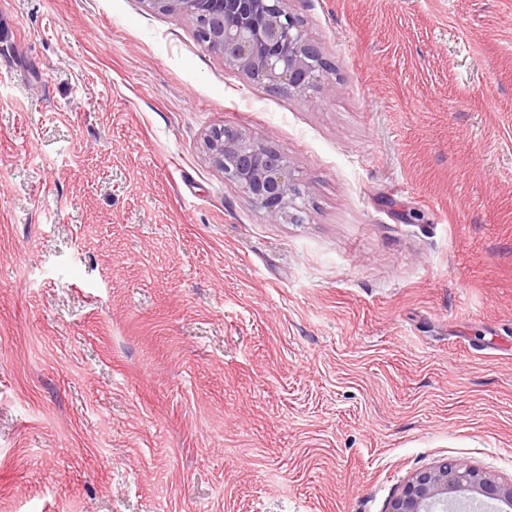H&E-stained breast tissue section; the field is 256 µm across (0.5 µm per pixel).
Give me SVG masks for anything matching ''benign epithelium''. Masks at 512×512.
<instances>
[{"label": "benign epithelium", "instance_id": "1", "mask_svg": "<svg viewBox=\"0 0 512 512\" xmlns=\"http://www.w3.org/2000/svg\"><path fill=\"white\" fill-rule=\"evenodd\" d=\"M150 10L191 20L198 40L221 56L224 64L244 72L273 90L304 96L323 85L329 67L305 37L288 0H144ZM207 148L224 178L241 187L269 221L291 216L300 195L286 154L253 142L240 130L223 126L211 131ZM483 496L512 512V481L465 460H447L410 476L390 501L387 512H446L472 505Z\"/></svg>", "mask_w": 512, "mask_h": 512}]
</instances>
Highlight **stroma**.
Instances as JSON below:
<instances>
[{
  "label": "stroma",
  "mask_w": 512,
  "mask_h": 512,
  "mask_svg": "<svg viewBox=\"0 0 512 512\" xmlns=\"http://www.w3.org/2000/svg\"><path fill=\"white\" fill-rule=\"evenodd\" d=\"M300 97L143 0H0V512H386L512 480V0H289ZM283 150L270 223L205 137ZM479 496L502 504L498 511L512 510V481L465 460H447L410 476L390 501L387 512H436L472 505Z\"/></svg>",
  "instance_id": "stroma-1"
}]
</instances>
